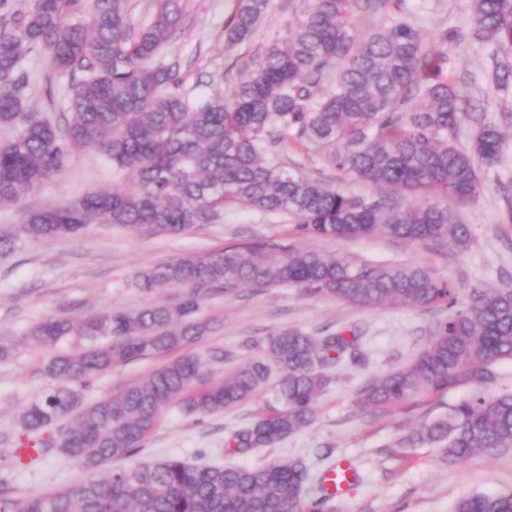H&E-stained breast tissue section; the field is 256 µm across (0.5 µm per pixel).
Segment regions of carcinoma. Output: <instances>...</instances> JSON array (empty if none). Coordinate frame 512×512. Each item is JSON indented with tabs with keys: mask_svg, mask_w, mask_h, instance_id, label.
<instances>
[{
	"mask_svg": "<svg viewBox=\"0 0 512 512\" xmlns=\"http://www.w3.org/2000/svg\"><path fill=\"white\" fill-rule=\"evenodd\" d=\"M270 0H235L224 25L232 48L251 38ZM358 0H301L285 33L239 67L227 95L193 100L181 91V64L157 59L184 22L182 0H153L150 20L132 24L128 0H26L0 20V206L9 207L62 175L75 153L102 152L131 186L99 191L62 207L27 211L18 233L0 232V254L20 239L74 236L88 225L116 224L156 236L213 224L224 208L244 206L297 220V234L328 239L384 237L463 248L470 238L448 205L476 197L479 167L494 166L506 139L485 102L448 81V41L409 21L408 0H365L394 11L387 25L359 24ZM472 33L493 47L494 88L512 83V0H469ZM47 51L70 79L67 111H28L23 56ZM469 144L458 142L463 127ZM336 170L379 188L371 196L336 188L288 163L294 143ZM145 291L186 289L174 304L135 311L51 315L27 333L53 347L68 337L78 351L49 356L50 386L24 405L17 433H1L23 466L50 455L77 461L80 484L15 498L0 483V512H335L328 484L344 479L339 460L303 457L257 467L136 457L164 411L179 406L199 419L249 400L279 374L278 405L229 433L227 452L247 456L307 428L315 400L342 362L363 361L358 331L315 336L285 329L265 337L261 355L215 379L224 350L189 351L212 329L200 315L213 291L288 285L355 307L451 310L405 366L368 381L359 402L374 411L458 386L472 397L402 437L399 448L434 446L455 464L512 448V392L488 395L496 363L512 360V281L473 286L466 297L448 279L415 264L367 265L291 244H232L186 255L136 275ZM351 337H346L345 333ZM165 356L147 375L86 398L103 374L133 360ZM112 465L103 477L97 471ZM454 512H512V492L467 494Z\"/></svg>",
	"mask_w": 512,
	"mask_h": 512,
	"instance_id": "carcinoma-1",
	"label": "carcinoma"
}]
</instances>
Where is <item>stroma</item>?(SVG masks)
<instances>
[{"label":"stroma","mask_w":512,"mask_h":512,"mask_svg":"<svg viewBox=\"0 0 512 512\" xmlns=\"http://www.w3.org/2000/svg\"><path fill=\"white\" fill-rule=\"evenodd\" d=\"M413 20L425 34L445 28L456 38L448 45V77L470 82L472 93L489 102L490 118L499 113L498 95L487 77L491 49L471 36L469 0H409ZM185 24L181 34L162 52L184 63L182 90L192 98H206L230 90L237 80V59L251 56L284 31L300 12L299 0H270L269 10L250 40L232 50L224 48V24L234 0H183ZM22 69L30 92L27 103L40 112L66 105L69 79L54 73L46 52L25 55ZM290 160L303 165L310 176L358 194L368 185L351 181L331 168L315 152L298 147ZM512 179V138L496 167L481 169L476 199L457 210L470 227V242L459 252L435 244H408L386 238H296L300 247L376 265L413 263L447 277L457 287L474 284L497 287L512 272V227L500 222L498 186ZM125 174L115 171L98 150L74 154L63 175L42 185L33 196L0 208V227L22 224L29 207L68 205L88 193L124 186ZM288 216L269 215L242 206L226 208L213 224H202L173 236H150L127 228L98 223L75 237L51 241L22 240L13 254L0 257V339L16 342L15 354L0 360V432L16 428L19 409L40 395L48 384L42 372L45 348L24 342L26 331L46 317L69 311L88 314L104 309L134 311L157 303L177 302L179 288L152 293L136 288V274L178 257L202 253L234 243H277L293 236ZM202 314L213 317V332L194 346L198 354L223 348V364L214 366L222 377L257 353L256 342L282 329L316 335L327 327H355L363 336L366 360L347 363L335 372L329 388L317 399V417L307 429L276 447L260 448L248 456L224 451V439L233 429L251 422L275 405L273 387L222 412L197 419L179 408H168L140 453L144 460L178 457L197 464L260 466L315 452L352 460L361 483L336 499V512H454L457 499L471 492L512 491V448L478 455L448 465L434 448H413L406 457L390 455L393 442L421 423L448 416L473 391L460 386L442 394L416 397L402 407L373 414L357 402L359 388L369 379L409 363L429 337L432 323L444 320L445 309L405 306L354 307L336 299L304 295L290 286L240 289L209 295ZM9 448L0 444V481L15 497L26 498L78 485L86 476L82 467L55 455L25 468L11 466Z\"/></svg>","instance_id":"35a3bbf8"}]
</instances>
